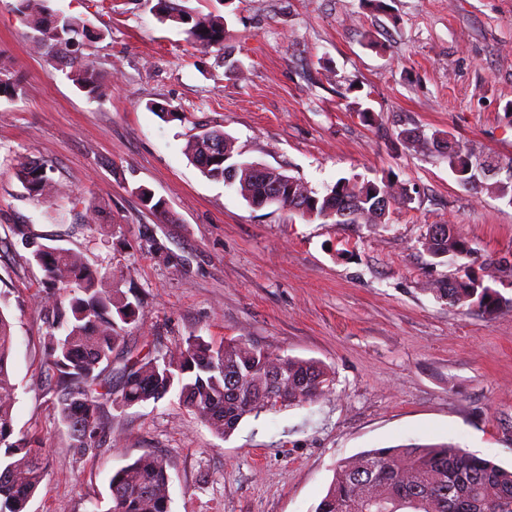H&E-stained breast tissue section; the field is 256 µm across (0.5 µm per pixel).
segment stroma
<instances>
[{
    "label": "stroma",
    "mask_w": 512,
    "mask_h": 512,
    "mask_svg": "<svg viewBox=\"0 0 512 512\" xmlns=\"http://www.w3.org/2000/svg\"><path fill=\"white\" fill-rule=\"evenodd\" d=\"M385 2L187 0L226 20L223 50L201 53L149 0H50L89 29L65 50L38 46L18 0H0V71L21 86L0 98V309L14 324L16 431L49 473L31 512L105 510L113 472L146 452L168 461L171 512H314L338 460L411 442L512 467V308L448 305L434 287L459 265L421 244L428 225L452 223L472 242L467 265L512 261V201L462 186L441 156L400 139L419 128L512 161V0ZM85 61L110 79L106 96L73 82ZM212 129L319 194L342 178L420 194L381 225L254 208L184 154L189 135ZM21 159L46 164L63 194L28 196ZM19 224L143 295L132 352L243 337L331 368L333 393L249 416L226 439L174 394L107 403L100 447L76 456L42 348L53 307Z\"/></svg>",
    "instance_id": "obj_1"
}]
</instances>
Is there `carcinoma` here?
<instances>
[{
	"label": "carcinoma",
	"instance_id": "carcinoma-1",
	"mask_svg": "<svg viewBox=\"0 0 512 512\" xmlns=\"http://www.w3.org/2000/svg\"><path fill=\"white\" fill-rule=\"evenodd\" d=\"M48 2L19 0L23 20L38 32L37 43L65 47L85 33V25L54 13ZM153 11L160 20L183 26L196 50L223 47L222 16H199L179 0H156ZM76 82L97 96L107 88V80L87 63L78 65ZM401 136L415 152L433 149L444 155L451 172L460 173V184L479 193H512V163L505 179L487 183L479 174L492 171L491 165L473 160L466 144L418 129ZM185 154L206 178L232 179L231 187L257 208L269 205L267 196L275 185L287 183L289 193L278 207L307 220L381 224L391 204L414 201L404 184L391 179L362 184L341 179L319 195L279 169L267 177L261 174L263 164L240 159L235 140L222 130L192 135ZM18 176L31 197L49 201L60 194L42 163H20ZM139 195L150 212L166 216L163 200L145 188ZM421 244L434 258H465L472 252L470 240L454 224L430 225ZM31 245L47 287L62 289L67 300L56 307L63 334L48 332L43 348L54 380L56 412L67 428L69 447L80 456L100 445V408L110 399L132 407L176 390L185 409L226 438L251 415L310 405L333 391V372L323 364L274 353L242 337L216 344L194 335L164 355L135 357L127 350L125 334L138 320L139 296L122 291L114 273L91 266L79 252L49 249L34 240ZM496 270L489 267L480 275L461 264L458 275L434 291L452 306L492 314L512 307V298L485 283L496 278ZM12 345V323L0 312V512H27L47 479L48 465L41 449L24 438L14 439ZM109 487L105 512H170L169 465L161 456L140 455L112 474ZM314 512H512V469L452 442L371 448L336 464Z\"/></svg>",
	"mask_w": 512,
	"mask_h": 512
}]
</instances>
